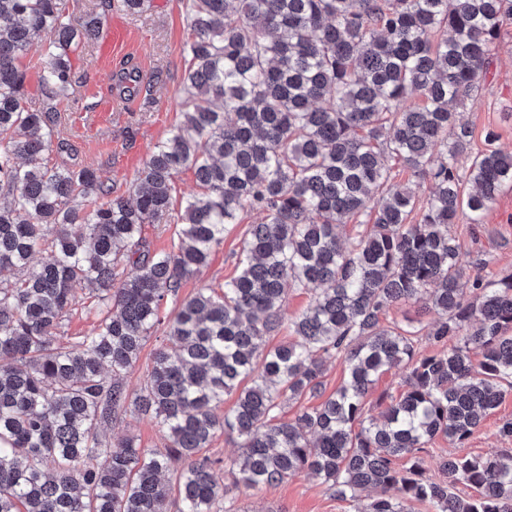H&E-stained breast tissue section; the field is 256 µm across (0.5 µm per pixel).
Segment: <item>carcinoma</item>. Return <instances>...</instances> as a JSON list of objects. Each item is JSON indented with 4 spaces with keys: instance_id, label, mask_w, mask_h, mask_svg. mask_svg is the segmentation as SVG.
Masks as SVG:
<instances>
[{
    "instance_id": "cac0c4a2",
    "label": "carcinoma",
    "mask_w": 512,
    "mask_h": 512,
    "mask_svg": "<svg viewBox=\"0 0 512 512\" xmlns=\"http://www.w3.org/2000/svg\"><path fill=\"white\" fill-rule=\"evenodd\" d=\"M66 2L0 0V269L16 272L0 287V512H168L174 459L181 512H215L223 469L254 489L306 471L355 512H512V448L450 456L438 480L422 456L438 437L468 440L512 394V275L484 283L452 232L485 223L512 183V152L471 156L473 130L452 111L485 77L512 0H185L182 121L130 199L92 168L47 160L68 147L71 54L100 24ZM35 36L46 46L36 110L20 67ZM389 159L431 182L427 199ZM183 169L201 191L174 215ZM245 212L259 221L236 275L179 299ZM164 218L178 242L153 254L142 226ZM289 288L317 297L286 323ZM85 290L93 327L63 343ZM421 298L441 315L428 337L383 323ZM163 323L166 344L130 393L124 375ZM285 329L294 340L269 346ZM424 341L441 350L420 353ZM337 358L347 377L336 392L282 419L283 402L320 393ZM401 365L406 384L377 423L366 399ZM139 412L165 448L101 435ZM218 432L236 438L237 457L204 453ZM364 489L376 493L366 505Z\"/></svg>"
}]
</instances>
